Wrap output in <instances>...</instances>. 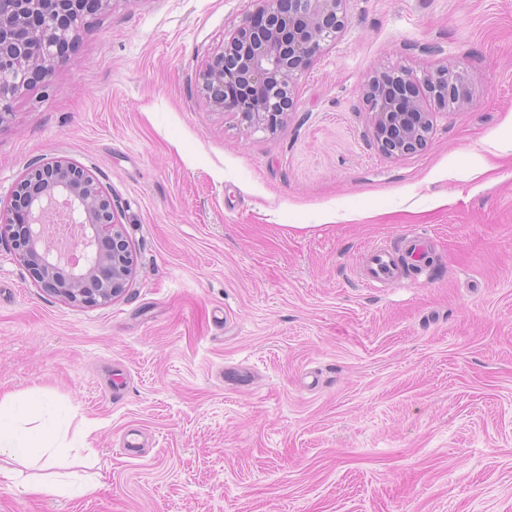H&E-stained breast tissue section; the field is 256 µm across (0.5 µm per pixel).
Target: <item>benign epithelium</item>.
<instances>
[{"label": "benign epithelium", "mask_w": 512, "mask_h": 512, "mask_svg": "<svg viewBox=\"0 0 512 512\" xmlns=\"http://www.w3.org/2000/svg\"><path fill=\"white\" fill-rule=\"evenodd\" d=\"M84 0H0V116L36 79L45 80L63 61L62 44L81 35ZM224 40V47L199 73L198 92L211 109L231 111L248 127L269 129L293 108L295 80L343 26V0H260ZM461 79L443 68L418 82L400 74L397 84L373 79L367 85V111L378 148L390 157L422 150L433 120L422 102L460 108L467 99ZM14 198L26 196L27 221L17 235L19 211L0 209V238H9L17 261L40 287L86 306L112 302L127 288L134 261L112 201L87 169L60 156L30 166L16 182ZM64 198L71 216L88 225L82 238L87 262L61 273L55 246L44 228L49 206Z\"/></svg>", "instance_id": "obj_1"}]
</instances>
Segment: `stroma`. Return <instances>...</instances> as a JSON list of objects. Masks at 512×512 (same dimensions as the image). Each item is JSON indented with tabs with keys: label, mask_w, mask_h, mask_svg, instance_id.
Here are the masks:
<instances>
[{
	"label": "stroma",
	"mask_w": 512,
	"mask_h": 512,
	"mask_svg": "<svg viewBox=\"0 0 512 512\" xmlns=\"http://www.w3.org/2000/svg\"><path fill=\"white\" fill-rule=\"evenodd\" d=\"M256 0H111L0 123V206L64 155L111 196L136 273L110 304L39 288L0 241V398L100 487L0 483V512H512V0H345L277 131L198 74ZM470 98L421 151L363 93L439 65ZM412 231L432 265L366 287ZM368 251L369 257L364 271V283L368 287L374 288L401 279L399 255L380 246H374Z\"/></svg>",
	"instance_id": "1"
}]
</instances>
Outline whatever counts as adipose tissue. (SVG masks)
<instances>
[{"mask_svg": "<svg viewBox=\"0 0 512 512\" xmlns=\"http://www.w3.org/2000/svg\"><path fill=\"white\" fill-rule=\"evenodd\" d=\"M22 405L12 400H0V477L21 482L42 494L50 496L82 497L95 492L97 484L92 476L55 473L57 449L52 437H38L20 428L19 418L24 414ZM38 456L47 473L39 479L24 477L18 462Z\"/></svg>", "mask_w": 512, "mask_h": 512, "instance_id": "1", "label": "adipose tissue"}]
</instances>
